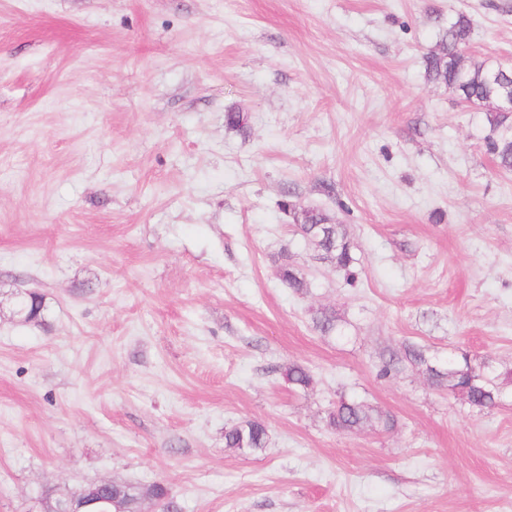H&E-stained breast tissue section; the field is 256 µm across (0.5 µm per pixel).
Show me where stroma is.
<instances>
[{"mask_svg": "<svg viewBox=\"0 0 512 512\" xmlns=\"http://www.w3.org/2000/svg\"><path fill=\"white\" fill-rule=\"evenodd\" d=\"M459 13L512 62V0H0V512L103 479L179 512H512V173L424 73ZM290 202L342 224L356 285ZM410 344L496 405L379 377ZM342 397L393 426L331 431ZM246 419L265 448L226 449ZM405 359L414 366H426V370L437 383L448 387V390L459 395L474 407H492L496 404L500 389L492 378L481 367L471 366L463 357V363L449 361L446 369H436L429 364L424 353L418 347L408 346Z\"/></svg>", "mask_w": 512, "mask_h": 512, "instance_id": "35a3bbf8", "label": "stroma"}]
</instances>
